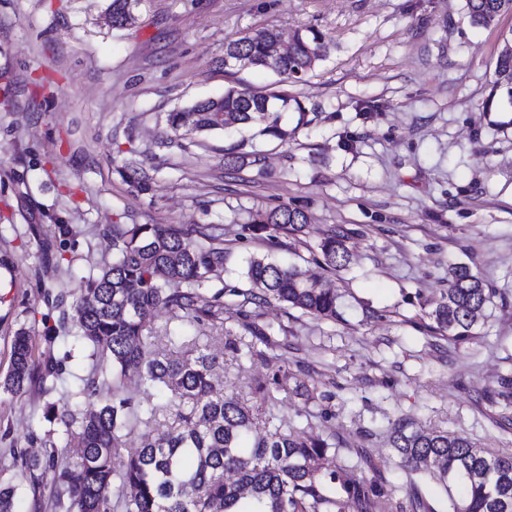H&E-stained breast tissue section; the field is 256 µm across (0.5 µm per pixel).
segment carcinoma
Masks as SVG:
<instances>
[{
    "label": "carcinoma",
    "mask_w": 512,
    "mask_h": 512,
    "mask_svg": "<svg viewBox=\"0 0 512 512\" xmlns=\"http://www.w3.org/2000/svg\"><path fill=\"white\" fill-rule=\"evenodd\" d=\"M131 2L113 0V26L126 24ZM511 13L512 0H467V14L476 27L489 28ZM328 49L325 36L314 28L294 32L285 46L279 31L263 27L227 42L224 65L268 69L284 82L298 81L326 58ZM491 96L502 111L512 112V48L498 54ZM274 100L286 108L291 98L280 91L231 87L220 97L169 113L167 124L176 134L257 128L283 140L288 130L272 107ZM247 145L243 140L225 150L224 165L263 168L262 153L246 150ZM120 173L137 191L148 190L150 176L143 168L127 162ZM308 222L303 208L280 204L250 214L244 228L274 237L299 233ZM349 235L341 226L331 230L319 244L321 267L339 271L349 265ZM223 236L217 225L196 238L169 224L112 225V262L88 279L85 296L69 316L90 357L109 360L112 369H92L80 378L67 404L47 405L48 420L61 427L62 445L50 442L41 458L19 457V470L36 475V488H49L64 512H434L413 482L400 486L406 504L395 505L377 481L347 477L354 467H373L364 451H350L356 457L350 467L338 461L328 441L295 433L292 422L278 412L284 399L302 390L292 373H275L256 385L254 395L268 431L247 446L255 415L215 383V357L206 352L204 337L182 336L178 327H168L166 339L179 355L157 349L151 320L160 306L183 322L206 317L224 326L223 291L209 292L229 260ZM244 277L250 288L233 291L242 297L237 304L241 315L246 305L254 304L287 306L333 322L342 319L336 292L319 276L263 255L249 258ZM492 297L468 265H453L441 297L422 303L424 317L431 320L427 328L440 340L470 342ZM130 372L139 375L145 389L170 394L176 425L119 459L115 449L123 447V439L164 409L136 405L122 394ZM58 379L59 370L51 363L36 362L29 334L19 329L0 387L17 395L35 380L54 386ZM103 386L112 389L111 398H99ZM84 403L88 408H81ZM389 443L398 468L442 485L448 512H512V453L479 448L462 433L417 429L407 419L391 423Z\"/></svg>",
    "instance_id": "obj_1"
}]
</instances>
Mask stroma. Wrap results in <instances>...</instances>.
Wrapping results in <instances>:
<instances>
[{"label":"stroma","mask_w":512,"mask_h":512,"mask_svg":"<svg viewBox=\"0 0 512 512\" xmlns=\"http://www.w3.org/2000/svg\"><path fill=\"white\" fill-rule=\"evenodd\" d=\"M112 25V0H0V378L18 329L36 360L54 361L55 389L32 382L0 390V481L16 486L15 512H57L35 499L14 459L43 448L62 402L91 369L62 323L89 274L112 259L116 224L224 227L232 254L213 289L246 288L248 258L266 255L318 272L317 246L338 224L351 229L349 266L327 272L342 321L253 304L224 325L238 343L245 323L272 325L264 357L237 359L210 320L184 325L203 336L228 393L254 403L257 381L278 371L330 394L318 404L283 401L298 431L364 448L377 480L403 501V473L389 445L390 422L458 432L478 447L512 453V407L486 391L512 373V114L488 104L502 32L472 26L466 0H134ZM273 26L314 28L331 48L298 83L270 72L225 67L224 44ZM287 91L306 108L299 125L281 110L286 141L257 139L263 169L234 172L224 151L236 133L170 136L165 117L228 87ZM136 160L152 176L133 192L119 174ZM287 203L310 221L299 235L252 234L257 208ZM465 264L495 295L473 342L433 343L424 301ZM382 311L367 321L364 309Z\"/></svg>","instance_id":"35a3bbf8"}]
</instances>
